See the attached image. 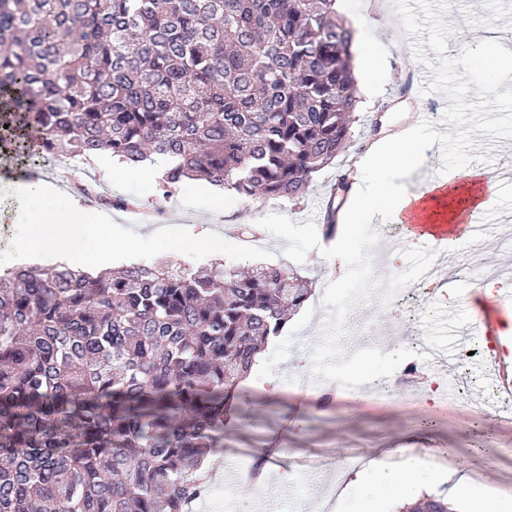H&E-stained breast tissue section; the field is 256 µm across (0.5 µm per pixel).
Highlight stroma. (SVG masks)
Here are the masks:
<instances>
[{
	"mask_svg": "<svg viewBox=\"0 0 512 512\" xmlns=\"http://www.w3.org/2000/svg\"><path fill=\"white\" fill-rule=\"evenodd\" d=\"M336 10L388 61L383 91L377 97L367 90L368 74L362 67L354 69L358 103L345 152L316 173L296 201L245 203L234 198L219 211L198 180L181 183L173 195L177 210L168 230L208 225L224 240L225 264L293 265L312 281L307 303L291 316L251 370L247 415L224 431L225 477L212 481L208 493L189 512H312L319 503L325 472L335 470L354 444L362 446L364 455L394 461L405 448L436 463L444 454H452L451 471L478 473V485L495 498L512 502V419L484 410L490 379L478 358L462 357L476 346L475 338L466 333L470 295L480 293L482 308L498 305L502 290L491 287V274L512 264V92L499 89L493 102L481 95L484 79L472 58L482 46L471 44L469 53H462L461 36L454 29L460 21L480 36L492 27L500 40H510L512 0H338ZM410 125L430 141L431 150L429 161L409 174V188L463 168L498 171L502 174L499 203L482 215L488 231L479 248L451 247L441 259L443 269L450 272L445 292L436 296L416 291L417 304L428 305V312L410 318L402 313L399 300L383 306L374 299L357 306L347 319L343 344L348 351L374 346L392 352L416 337L447 353V364L420 361L414 383L393 385L391 395L383 400L360 392L347 396L338 383L322 382V389L337 395L338 402L320 409L314 398L292 395L290 389L297 379L313 375L311 351L331 315L322 297L326 286L338 279L335 262L313 250L304 262L292 264L285 255L287 240L265 231L244 240L239 228L256 225L271 213L322 226L338 176L353 175L359 156L372 141ZM73 167L71 157L64 154L33 162L0 146V172L11 168L55 188L72 176ZM22 208L13 186L0 184V256L13 257L19 245L16 222ZM154 228L151 221L129 223L115 209L101 214L98 233L109 240L113 265L119 268L133 261L149 264L161 259L159 247L149 239ZM382 232L372 250L380 280L408 266L407 260L394 262L387 256L400 248L402 225L383 223ZM128 237L144 241L132 258L122 251ZM436 381L448 393L442 410L424 400L429 384ZM256 456L267 457L266 469L272 475L294 473L287 492L243 487L238 474L241 462Z\"/></svg>",
	"mask_w": 512,
	"mask_h": 512,
	"instance_id": "obj_1",
	"label": "stroma"
}]
</instances>
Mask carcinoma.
Listing matches in <instances>:
<instances>
[{
	"label": "carcinoma",
	"instance_id": "carcinoma-1",
	"mask_svg": "<svg viewBox=\"0 0 512 512\" xmlns=\"http://www.w3.org/2000/svg\"><path fill=\"white\" fill-rule=\"evenodd\" d=\"M336 0H0V115L23 158H157L298 199L351 137ZM311 282L168 261L0 276V512H184L241 382Z\"/></svg>",
	"mask_w": 512,
	"mask_h": 512
}]
</instances>
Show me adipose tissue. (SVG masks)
<instances>
[{
  "mask_svg": "<svg viewBox=\"0 0 512 512\" xmlns=\"http://www.w3.org/2000/svg\"><path fill=\"white\" fill-rule=\"evenodd\" d=\"M485 42V50L474 57L473 62L486 74L484 91L491 92L512 79V54L499 48L495 31H487ZM426 150L424 140L411 134L383 142L368 151L356 166V191L344 223L368 224L381 212L392 219H400L417 201L416 196L408 194L404 179L426 161ZM498 195L497 182L485 177L482 171L456 174L447 179L444 192L431 197L429 216L450 224L462 217L465 206L480 210L494 208ZM24 196L32 203L33 210L26 221L19 257L59 256L77 266L108 257L104 239L94 234L95 214L81 209L70 196L53 192L38 182L25 184ZM397 469L398 476L390 480L393 502L425 494L438 496L448 484L453 494L476 503L475 512H507L496 500L478 496L467 476L450 479L441 465L422 464L417 455L405 454Z\"/></svg>",
  "mask_w": 512,
  "mask_h": 512,
  "instance_id": "1",
  "label": "adipose tissue"
}]
</instances>
